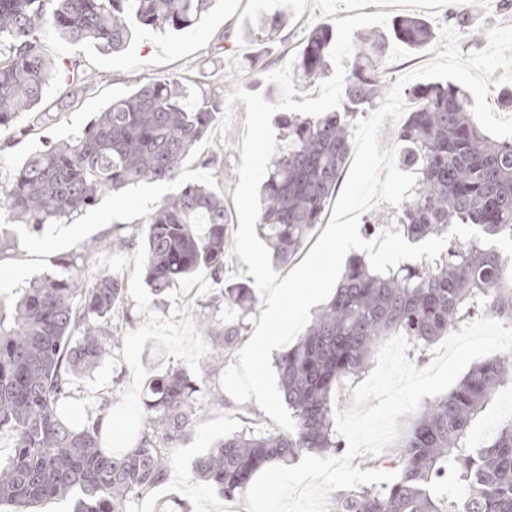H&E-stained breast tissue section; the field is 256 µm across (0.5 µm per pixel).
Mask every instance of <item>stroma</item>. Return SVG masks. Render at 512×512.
Segmentation results:
<instances>
[{
    "label": "stroma",
    "mask_w": 512,
    "mask_h": 512,
    "mask_svg": "<svg viewBox=\"0 0 512 512\" xmlns=\"http://www.w3.org/2000/svg\"><path fill=\"white\" fill-rule=\"evenodd\" d=\"M278 12L286 16L284 27L274 37L255 42L251 33L260 19ZM378 12L387 15L380 32L390 39L382 63L389 85L431 59L427 51L409 49L392 39L391 25L400 17L421 18L437 31L454 28L461 35L460 48L465 54L484 49L490 29L512 25V0H403L398 6L389 0H213L192 27L166 32L137 28L126 47L110 55L90 43H71L49 28L43 37L46 54L55 64L72 65L83 81L74 84L62 74H53L34 110L20 116L13 128L0 129V189L12 181L29 156L75 138L112 99L161 76L182 78L196 100L204 95L227 100L239 85L277 103V85L255 80L252 60L256 55H263L269 70H276L290 56L299 55L317 25ZM233 109L232 128L225 136H214L190 165L191 170L213 174L223 192L230 238L239 227L233 193L239 183L236 169L242 162L246 106L238 100ZM144 228L141 217L116 220L83 243L49 256L29 254L17 241L0 248V300L5 302L33 280L69 272L81 264L86 247L92 245L99 248L97 267L123 280L135 324L95 369L74 376L72 404L85 413L107 400L111 416L141 417L148 381L172 369L191 370L199 382H207L210 345L199 330L200 323L205 319L223 322L224 309L217 301L222 279L254 282L247 264L229 251L224 255L222 279H215L204 268L168 293L154 295L144 282L139 262ZM246 428L272 431L276 424L253 400L229 409L210 406L200 412L189 435L171 451L166 483L138 500L133 512H226L224 498L197 477L193 462L214 441Z\"/></svg>",
    "instance_id": "35a3bbf8"
}]
</instances>
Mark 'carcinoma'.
Returning a JSON list of instances; mask_svg holds the SVG:
<instances>
[{
    "mask_svg": "<svg viewBox=\"0 0 512 512\" xmlns=\"http://www.w3.org/2000/svg\"><path fill=\"white\" fill-rule=\"evenodd\" d=\"M0 0V127L41 101L53 69L43 45L51 24L70 42L120 51L138 27H191L209 0ZM393 36L415 50L431 46L425 20L402 17ZM334 40L314 28L294 66L305 87L318 79ZM387 38L367 33L355 44L341 104L314 119L283 114L261 187L257 230L273 265L288 262L321 222L349 157L353 124L386 91L382 61ZM416 108L396 133L400 165L416 176L411 196L393 208L401 235L419 242L457 223L487 236L512 234V141L483 133L465 89L435 82L408 90ZM174 78H159L112 101L82 133L32 156L0 194V212L36 228L93 205L104 192L142 182L175 180L207 133L215 104L188 103ZM224 198L200 183L166 195L149 216L141 256L145 282L162 293L202 267L219 274L228 247ZM505 256L472 238H450L435 260L375 272L362 256L349 259L335 294L275 361L278 385L295 430H243L224 437L195 464L219 496L244 494L262 470L302 451L332 454L338 395L369 369L377 348L404 336L424 352L478 312L512 318V281ZM229 312L212 338L211 403L230 407L221 371L254 310V289L226 282ZM123 281L105 269L90 276H47L24 289L4 313L0 303V503L33 512L47 500H69L73 512H132L131 505L162 485L170 451L200 408L201 388L187 370L151 379L142 425L131 445L102 446L99 410L82 422L67 408L72 377L96 367L132 321ZM512 385V355L475 364L448 392L426 403L389 455L396 478L379 489L358 486L336 496L332 512H512V422L482 443L473 429L498 389Z\"/></svg>",
    "mask_w": 512,
    "mask_h": 512,
    "instance_id": "1",
    "label": "carcinoma"
}]
</instances>
